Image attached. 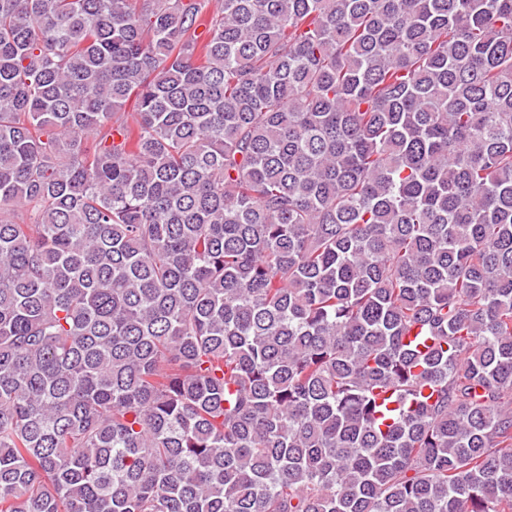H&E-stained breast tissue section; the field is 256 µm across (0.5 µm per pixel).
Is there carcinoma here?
<instances>
[{"mask_svg": "<svg viewBox=\"0 0 512 512\" xmlns=\"http://www.w3.org/2000/svg\"><path fill=\"white\" fill-rule=\"evenodd\" d=\"M0 0V512H512V0Z\"/></svg>", "mask_w": 512, "mask_h": 512, "instance_id": "carcinoma-1", "label": "carcinoma"}]
</instances>
